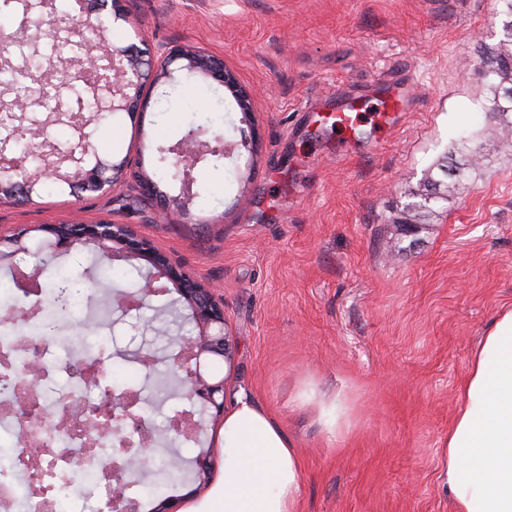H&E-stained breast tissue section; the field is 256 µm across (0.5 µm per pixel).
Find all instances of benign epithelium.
I'll use <instances>...</instances> for the list:
<instances>
[{"mask_svg":"<svg viewBox=\"0 0 512 512\" xmlns=\"http://www.w3.org/2000/svg\"><path fill=\"white\" fill-rule=\"evenodd\" d=\"M107 56L112 59V71L105 76L103 86L112 90L110 110L125 111L130 116L139 114L147 107L148 98L143 96V88L148 76L152 83L169 78L171 66L194 71L221 84L234 97L244 117L251 115L252 95L243 87L236 74L224 65V60L199 50L185 46H172L156 55L150 46L141 49L135 45L113 48ZM199 129H191L180 141L167 148L175 159V167L183 171L179 178L181 192L186 200L194 196V168L207 159V156L232 154L237 146L250 148L248 140L241 144L221 142L219 145L201 138ZM79 150L56 160H46L44 167L36 171L25 169L24 157L14 158L0 166V199L23 196L33 198L39 193L41 183L46 179L65 183L89 192H102L113 187L117 175L129 167V162H111L101 157L92 158L87 151L85 139L77 144ZM52 234L56 243L73 247L92 243L103 256L115 258H135L147 262L153 271L144 277L141 287L132 293H124L117 299L107 298V303H115L123 312L140 308L147 300L158 295L175 293L183 308L188 311V319L194 323L191 335L179 341L178 350L168 357L171 371L177 376L183 398L200 404L201 410L212 408L216 416L224 413V379L212 381L214 367L229 359L228 330L224 318V299L218 297L213 288L200 282L181 266L172 263L154 244L139 236L128 224L65 223L41 227ZM12 246L9 256L19 254L40 259V251H33L27 245L25 235L18 232L9 236L0 235V243ZM29 378L21 380L27 394H36L41 379V367H28ZM137 394L124 390L113 394L112 426L100 425L96 428L99 438L112 437V444L124 449L123 455L112 464L107 476L117 487L116 512H139L137 501H128L120 496L126 483L139 478L152 469L154 460L151 454L158 437L173 434L185 439L198 440L202 422L191 415L177 414L169 419L165 430H147L133 414L131 406ZM192 471L198 484L209 482L212 475L210 450L202 448L192 459Z\"/></svg>","mask_w":512,"mask_h":512,"instance_id":"7a95c632","label":"benign epithelium"}]
</instances>
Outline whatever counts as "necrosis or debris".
I'll return each instance as SVG.
<instances>
[{
    "instance_id": "1",
    "label": "necrosis or debris",
    "mask_w": 512,
    "mask_h": 512,
    "mask_svg": "<svg viewBox=\"0 0 512 512\" xmlns=\"http://www.w3.org/2000/svg\"><path fill=\"white\" fill-rule=\"evenodd\" d=\"M53 357V336L28 328L9 333L0 328V447H19L21 436L28 434L40 438L45 448L37 463H27L21 457L15 469H0V512H11L19 502L25 512H60L63 503L91 501L101 512H112L118 493L104 476L113 461L111 440H103V452L85 454L82 468L73 465L74 451L83 447L92 424L112 419V390L99 386L107 375L103 356L77 352L61 373L64 387L47 385L37 397L27 400L24 413L13 408L22 399L19 372L32 363L49 367ZM74 398L82 401L84 416L61 429L45 423L46 415L61 412Z\"/></svg>"
}]
</instances>
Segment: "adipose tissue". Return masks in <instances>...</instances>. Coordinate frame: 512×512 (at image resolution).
I'll use <instances>...</instances> for the list:
<instances>
[{"instance_id": "ef3b65f1", "label": "adipose tissue", "mask_w": 512, "mask_h": 512, "mask_svg": "<svg viewBox=\"0 0 512 512\" xmlns=\"http://www.w3.org/2000/svg\"><path fill=\"white\" fill-rule=\"evenodd\" d=\"M440 464L455 512H512V308L471 355ZM300 479L283 431L241 401L224 417V476L187 512H297Z\"/></svg>"}]
</instances>
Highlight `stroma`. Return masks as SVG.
Returning a JSON list of instances; mask_svg holds the SVG:
<instances>
[{
    "mask_svg": "<svg viewBox=\"0 0 512 512\" xmlns=\"http://www.w3.org/2000/svg\"><path fill=\"white\" fill-rule=\"evenodd\" d=\"M126 21L104 38L87 33L103 54L142 36L156 51L190 46L223 59L253 96L245 122L224 87L179 71L169 98L152 94L142 117L111 113L101 90L98 112L83 110L67 87L50 104L27 108L20 131L45 140L74 139L71 118L87 120L101 156L129 159L151 179L103 193L44 184L30 202L0 201V225L34 228L71 221L127 224L151 239L199 281L224 297L232 357L219 367L224 405L241 399L262 408L301 462L297 512H454L441 489L439 448L459 401L472 350L497 313L512 307V154L487 130L489 112L480 50L502 36L494 0H123ZM33 43L10 46L24 70L31 54L66 73L54 14L44 13ZM410 82L412 102L394 132L370 154L337 155L329 114L343 97L376 110L372 86L383 76ZM205 126L253 151L213 157L194 170L196 197L159 224L161 201L180 184L164 175L159 148ZM480 146L468 163L462 141ZM455 169L459 188L437 202L413 230L396 224L430 166ZM94 244L46 253L43 269L25 265L31 283L67 270L84 297L138 288L137 260H102ZM157 297L129 312L92 319L87 307L58 323L55 364L73 349L66 339L104 336L112 370L129 373L157 429L193 402L155 399L139 352L170 355L189 322L153 329ZM351 406L349 428L326 431L319 405Z\"/></svg>",
    "mask_w": 512,
    "mask_h": 512,
    "instance_id": "obj_1",
    "label": "stroma"
}]
</instances>
